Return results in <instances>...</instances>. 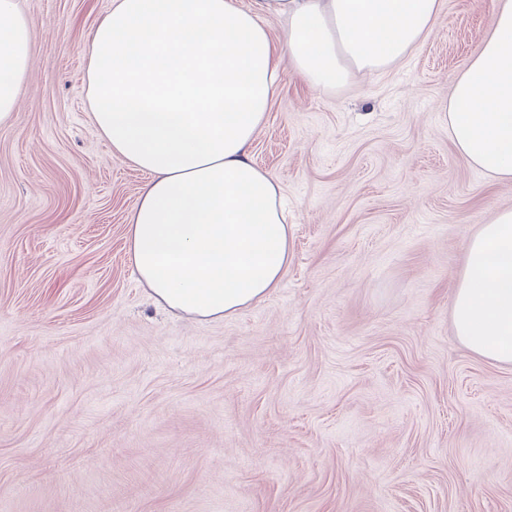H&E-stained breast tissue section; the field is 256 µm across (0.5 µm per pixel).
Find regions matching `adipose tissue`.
I'll return each instance as SVG.
<instances>
[{
	"label": "adipose tissue",
	"mask_w": 512,
	"mask_h": 512,
	"mask_svg": "<svg viewBox=\"0 0 512 512\" xmlns=\"http://www.w3.org/2000/svg\"><path fill=\"white\" fill-rule=\"evenodd\" d=\"M439 0H112L87 42V99L113 152L150 176L127 253L156 301L221 318L258 302L288 266L282 189L250 158L280 64L330 90L403 60ZM282 21L272 38L265 21ZM33 65L31 21L0 0V127ZM448 136L489 177L512 181V0L458 75ZM460 342L512 363V208L472 238L453 304Z\"/></svg>",
	"instance_id": "adipose-tissue-1"
}]
</instances>
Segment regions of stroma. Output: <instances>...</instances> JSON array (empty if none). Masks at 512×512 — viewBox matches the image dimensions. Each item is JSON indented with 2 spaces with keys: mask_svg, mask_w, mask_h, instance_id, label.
Returning <instances> with one entry per match:
<instances>
[{
  "mask_svg": "<svg viewBox=\"0 0 512 512\" xmlns=\"http://www.w3.org/2000/svg\"><path fill=\"white\" fill-rule=\"evenodd\" d=\"M34 64L0 129V512H512V364L457 338L465 247L512 182L448 98L496 0H441L399 63L332 91L284 69L251 158L288 202L264 300L210 322L127 255L147 177L89 119L112 0H20Z\"/></svg>",
  "mask_w": 512,
  "mask_h": 512,
  "instance_id": "obj_1",
  "label": "stroma"
}]
</instances>
